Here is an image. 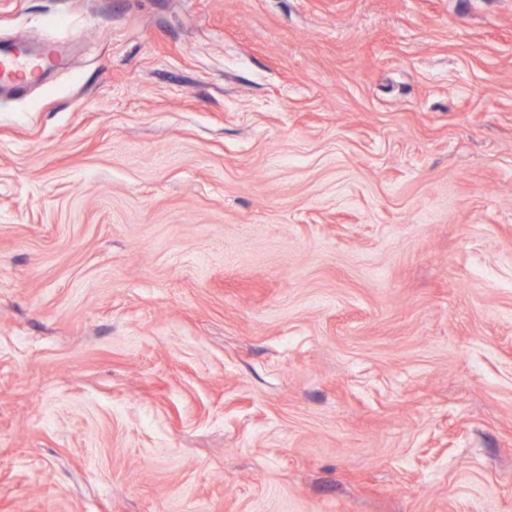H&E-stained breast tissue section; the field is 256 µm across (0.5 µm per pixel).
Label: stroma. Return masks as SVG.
I'll return each mask as SVG.
<instances>
[{"mask_svg":"<svg viewBox=\"0 0 512 512\" xmlns=\"http://www.w3.org/2000/svg\"><path fill=\"white\" fill-rule=\"evenodd\" d=\"M0 512H512V0H0ZM52 49L40 56L26 55L17 43L0 42V89L29 84L44 66Z\"/></svg>","mask_w":512,"mask_h":512,"instance_id":"obj_1","label":"stroma"}]
</instances>
